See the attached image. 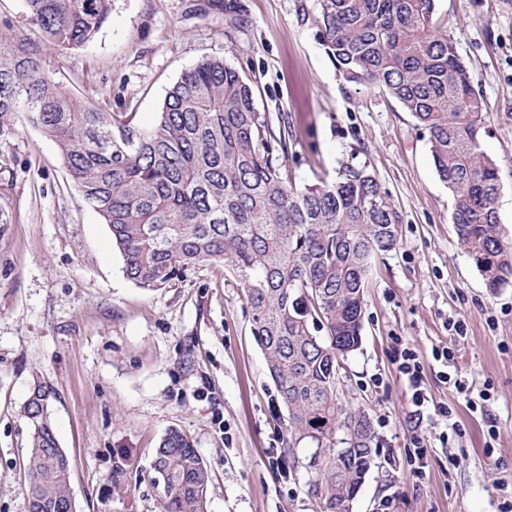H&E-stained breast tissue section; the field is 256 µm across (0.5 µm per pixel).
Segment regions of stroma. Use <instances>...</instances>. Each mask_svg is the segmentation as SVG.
I'll use <instances>...</instances> for the list:
<instances>
[{"label":"stroma","instance_id":"obj_1","mask_svg":"<svg viewBox=\"0 0 512 512\" xmlns=\"http://www.w3.org/2000/svg\"><path fill=\"white\" fill-rule=\"evenodd\" d=\"M204 0H114L96 37L48 51L44 69L77 97L131 112L143 128L203 57L249 79L271 126L287 122L297 185L368 165L401 216L397 247L364 294L361 342L337 398L367 414L374 462L353 512H503L512 503V283L486 287L451 222L427 134L384 90L347 83L325 52L321 0H235L240 22ZM485 100L482 148L499 166V227L512 241V0H437ZM251 309L220 262L139 288L57 145L24 113L0 132V512H28L34 381L55 391V432L76 512H164L152 465L168 429L186 433L210 473L209 512H321L316 448L286 454L279 402ZM461 321L462 335L448 324ZM425 364L415 408L396 349ZM449 347L453 361L434 360ZM465 380L469 398L446 376ZM498 436H490V427ZM422 470L412 471L416 449Z\"/></svg>","mask_w":512,"mask_h":512}]
</instances>
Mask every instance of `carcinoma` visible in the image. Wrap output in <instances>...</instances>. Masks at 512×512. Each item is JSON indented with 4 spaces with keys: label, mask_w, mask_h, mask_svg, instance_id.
Here are the masks:
<instances>
[{
    "label": "carcinoma",
    "mask_w": 512,
    "mask_h": 512,
    "mask_svg": "<svg viewBox=\"0 0 512 512\" xmlns=\"http://www.w3.org/2000/svg\"><path fill=\"white\" fill-rule=\"evenodd\" d=\"M32 41L0 23V131L16 112L59 146L82 201L107 224L123 272L146 290L202 263H225L252 311L288 435L336 453L312 480L323 512H344L372 466L369 419L336 394V357L357 349L364 288L375 259L398 243L400 216L366 165L302 187L284 174L287 128L274 133L250 84L207 57L169 89L155 124L66 91L47 52L90 41L113 0H24ZM323 45L343 78L396 99L427 133L435 171L453 198L451 223L487 287L512 282V245L497 211L496 162L481 148L482 96L439 24L436 0H321ZM326 336H320V332ZM52 388L33 383L23 405L33 433L28 512H75L59 447ZM165 512H207L209 472L193 441L170 429L154 461Z\"/></svg>",
    "instance_id": "carcinoma-1"
}]
</instances>
